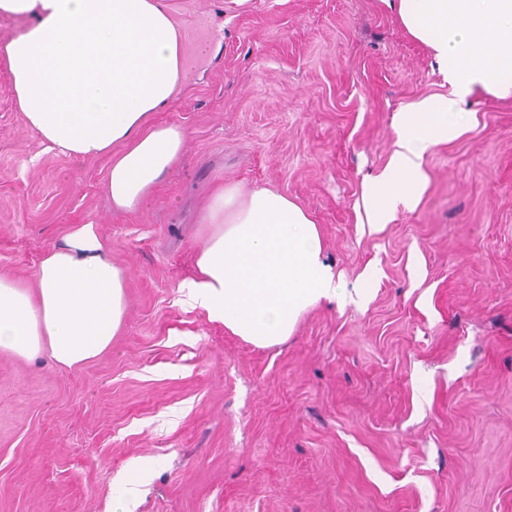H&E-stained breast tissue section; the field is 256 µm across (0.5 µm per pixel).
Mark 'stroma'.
I'll return each instance as SVG.
<instances>
[{
	"mask_svg": "<svg viewBox=\"0 0 512 512\" xmlns=\"http://www.w3.org/2000/svg\"><path fill=\"white\" fill-rule=\"evenodd\" d=\"M187 82L158 121L188 149L150 206L113 210L109 161L47 150L0 63V274L27 281L71 224L127 269L111 348L73 369L0 352V512H512V99L468 98L413 210L357 221L394 114L449 93L386 0H168ZM271 187L322 229L344 293L258 349L187 305L214 174Z\"/></svg>",
	"mask_w": 512,
	"mask_h": 512,
	"instance_id": "1",
	"label": "stroma"
}]
</instances>
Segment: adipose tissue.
Returning a JSON list of instances; mask_svg holds the SVG:
<instances>
[{
    "label": "adipose tissue",
    "instance_id": "adipose-tissue-1",
    "mask_svg": "<svg viewBox=\"0 0 512 512\" xmlns=\"http://www.w3.org/2000/svg\"><path fill=\"white\" fill-rule=\"evenodd\" d=\"M391 7L429 48L451 92L396 113L395 149L363 186L365 219L375 225L419 203L425 157L466 130L471 95L512 96V0H392ZM0 16L19 22L0 43V61L47 149L107 157L113 209L151 201L188 143L180 126L154 120L186 79L184 34L165 0H0ZM197 222L195 274L182 289L232 335L258 348L280 344L306 312L335 298L319 225L280 191L245 192L215 177ZM128 278L95 225H68L32 283L0 275V351L25 360L46 352L69 369L95 359L125 320Z\"/></svg>",
    "mask_w": 512,
    "mask_h": 512
}]
</instances>
